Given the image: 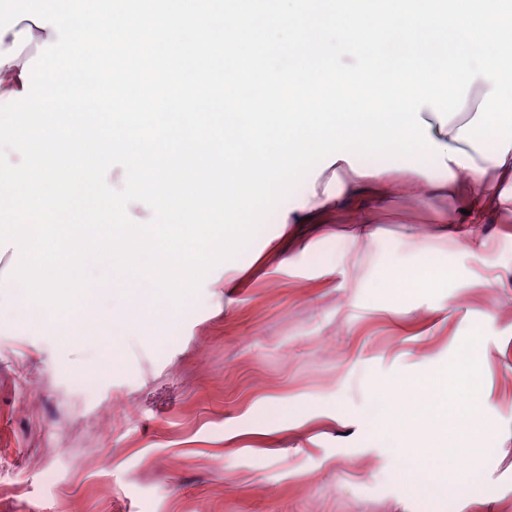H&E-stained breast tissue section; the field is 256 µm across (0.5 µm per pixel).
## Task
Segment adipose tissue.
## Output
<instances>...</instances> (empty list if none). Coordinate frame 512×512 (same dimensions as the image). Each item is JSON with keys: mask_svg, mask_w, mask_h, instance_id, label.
Returning <instances> with one entry per match:
<instances>
[{"mask_svg": "<svg viewBox=\"0 0 512 512\" xmlns=\"http://www.w3.org/2000/svg\"><path fill=\"white\" fill-rule=\"evenodd\" d=\"M57 33L52 27L35 24H17L0 37V104L9 96L22 91L24 80L21 71L30 58V49L43 42H55ZM474 94L468 95L466 105L448 123H441L431 106L420 112L428 122V135L436 144L445 148L443 156L437 157L435 167L439 178L431 184L420 185L401 179L402 170L410 169V162L386 164L378 160L357 159L353 156L334 159L329 170L315 169L312 177L306 178L302 189L295 192L290 203L279 205L271 216L274 224H304L317 215H326L338 210L347 200L359 199L364 194H373L383 200L399 195L411 203L422 204L432 197L455 198L466 214L465 224H501L505 221L508 193H495L486 183L487 175H494L502 183H512V151H495L494 141L484 138L471 143L458 138V129L473 120L477 107L485 93L491 89L490 82L477 78ZM23 290H15L12 307L14 311L27 313L35 321L37 330L50 332L65 327L68 335H79L77 323L79 311L50 315L48 310L25 302ZM401 477L422 499L425 512H440L442 504L467 493L469 484L449 475L440 459V445L435 431H426L416 452L407 456V463L400 472Z\"/></svg>", "mask_w": 512, "mask_h": 512, "instance_id": "obj_1", "label": "adipose tissue"}]
</instances>
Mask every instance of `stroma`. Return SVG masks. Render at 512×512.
<instances>
[{"instance_id": "1", "label": "stroma", "mask_w": 512, "mask_h": 512, "mask_svg": "<svg viewBox=\"0 0 512 512\" xmlns=\"http://www.w3.org/2000/svg\"><path fill=\"white\" fill-rule=\"evenodd\" d=\"M363 205L377 234L357 265L336 262L348 225H269L206 275L170 341L126 329L103 375L98 325L74 340L0 317V512H421L362 413L417 433L434 384L441 428L476 395L490 427L470 441L480 462L448 451L476 484L449 512H512V223L441 240L432 219L454 199ZM445 265L454 278L424 293L377 283Z\"/></svg>"}]
</instances>
